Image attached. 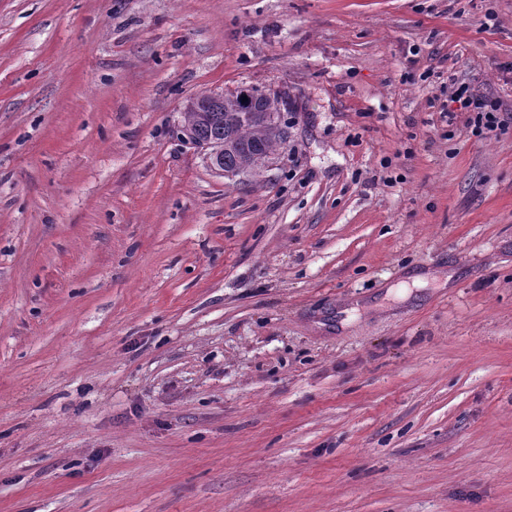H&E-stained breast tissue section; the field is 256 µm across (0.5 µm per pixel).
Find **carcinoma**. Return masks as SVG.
Returning <instances> with one entry per match:
<instances>
[{
	"label": "carcinoma",
	"instance_id": "1",
	"mask_svg": "<svg viewBox=\"0 0 512 512\" xmlns=\"http://www.w3.org/2000/svg\"><path fill=\"white\" fill-rule=\"evenodd\" d=\"M240 94L224 98L222 112H186L183 122L191 126L194 138L207 143H225L224 170L239 174L260 168L261 156H269L284 143L277 127L264 117L267 112L280 111L276 98H266L251 117L242 112Z\"/></svg>",
	"mask_w": 512,
	"mask_h": 512
}]
</instances>
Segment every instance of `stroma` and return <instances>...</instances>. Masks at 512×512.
<instances>
[{"label":"stroma","mask_w":512,"mask_h":512,"mask_svg":"<svg viewBox=\"0 0 512 512\" xmlns=\"http://www.w3.org/2000/svg\"><path fill=\"white\" fill-rule=\"evenodd\" d=\"M452 75L512 113V0H0V512H512V129ZM245 87L231 178L176 128ZM448 102L457 104L456 109L449 107L443 111L442 118L448 125H453L456 119V111L470 112L469 124L471 133L478 138H486L497 135L498 131H504L512 116L507 112H498L500 105L487 95L480 94L472 88L464 79L449 77ZM224 96H226L224 98ZM224 105L223 112H209ZM203 112H184L183 123L191 126L194 138L207 143L224 142V163L222 151L208 145H196L206 152L208 166L219 174L231 176L225 171L238 175L244 171H256L264 160L288 139V130L282 139L276 126L268 123L264 117L277 124V112L280 111L277 98H266L258 105V112L252 117H244L240 94L224 92H206L190 97L185 104ZM280 113V112H279ZM225 144H227L225 146ZM232 177V176H231Z\"/></svg>","instance_id":"stroma-1"}]
</instances>
